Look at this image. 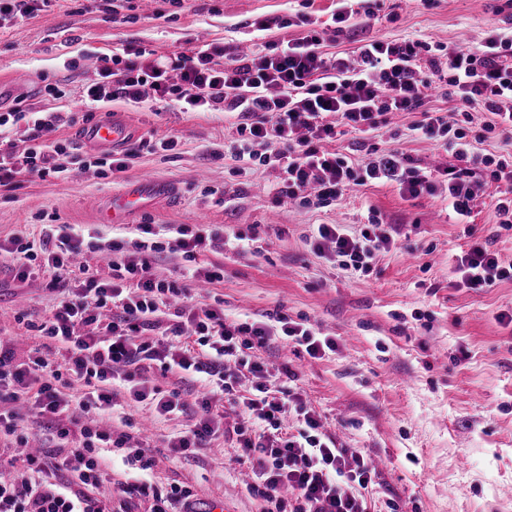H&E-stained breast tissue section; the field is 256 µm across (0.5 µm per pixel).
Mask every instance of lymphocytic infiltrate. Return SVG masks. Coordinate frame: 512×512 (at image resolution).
Wrapping results in <instances>:
<instances>
[{"mask_svg":"<svg viewBox=\"0 0 512 512\" xmlns=\"http://www.w3.org/2000/svg\"><path fill=\"white\" fill-rule=\"evenodd\" d=\"M333 27L311 30L303 37L268 42L250 55L235 46L197 48L174 57L147 56L129 44L100 70V80L86 90L89 105L122 101L135 108L151 101L172 100L185 112H232L237 123L228 153L241 176L256 167L277 174L276 200L288 199L308 209L334 204L347 191L378 184L396 186L416 197L448 186V207L457 223H470L476 202L498 189L496 224L488 238L456 258V285L491 288L512 281V263H504L492 244L512 231V155L482 153L489 135L512 134V37L491 30L483 42L442 46L430 54L429 42L377 38L360 40L355 53H325L348 26L350 16H332ZM446 84L451 112L427 111L424 105L436 85ZM421 111L413 134L434 140L453 158L452 164L429 168L393 148H370L358 160L331 150L340 128L372 135L396 112ZM486 116L477 129L465 126L472 112ZM60 117L16 106L0 113V132L19 122L28 126L23 151H0V187L17 181L68 171L90 170L77 160L70 143L47 141ZM133 249L112 253L108 277L78 263L82 243L67 225H47L40 234L16 236L0 243L19 278L40 273L55 296V305L39 330L61 361L27 356L17 361L13 342L0 338V402L20 401L39 418L58 453L28 452V436L16 413L0 412V436L35 473L26 494L0 483V512H109L91 492L102 480V449H125V461L140 475L118 483L128 499L146 498L148 512H198V501L186 486L161 492L142 476L152 466L149 451L129 447V437L112 423L119 393L147 403L158 417L193 410L194 423L171 437L173 457L197 450L233 433L250 464L247 489L261 497L265 512H368L366 491L373 465L361 451L338 445L300 394L276 393L264 382L266 364L248 358L282 340L301 347L314 359L335 352L336 340L321 335L307 321L276 313L272 321L238 323L223 309L191 302L190 282L221 281L220 272L195 265L196 255L217 247L220 236L202 225H178L167 248L190 260L188 283L159 278L153 263L160 246L154 228L138 225ZM306 242L319 258L354 273H369L376 258L397 248V230L371 214L356 229L343 224L312 225ZM88 334H80L83 326ZM154 339H144V332ZM201 383L194 402L180 389H161L150 374L153 363ZM227 398L247 418L225 430L214 413L216 397ZM295 414L301 427L291 433L282 421Z\"/></svg>","mask_w":512,"mask_h":512,"instance_id":"obj_1","label":"lymphocytic infiltrate"}]
</instances>
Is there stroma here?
Listing matches in <instances>:
<instances>
[{
	"mask_svg": "<svg viewBox=\"0 0 512 512\" xmlns=\"http://www.w3.org/2000/svg\"><path fill=\"white\" fill-rule=\"evenodd\" d=\"M113 16L91 0H55L46 15L0 29V108L18 101L61 120L50 140L79 146L84 107L80 98L95 83L102 57L135 41L167 56L204 44L252 47L304 36L308 22L329 24L334 12L365 23L366 36L401 42L422 39L480 42L491 28L507 25L504 0H132ZM58 85L63 97L47 94ZM135 131L138 152L126 172L71 173L34 178L14 190L0 189V238L25 236L44 224H70L84 241L82 261L107 275L98 244L131 247L137 225H154L156 242L168 243L173 224H207L214 232L245 237L247 254L232 246L198 256L200 265L223 270L224 280L206 301L222 305L226 318L245 321L281 312L306 318L335 337L337 350L321 359L301 348L271 345L261 359L288 364L300 392L337 442L366 452L376 465L370 512H512V281L470 290L455 285L453 268L462 250L485 239L494 222L492 197L474 210V221L448 217V191L411 198L396 187L356 188L335 205L311 210L280 205L273 172L260 168L239 176L224 157L232 118L220 112H184L171 101L140 112L108 103ZM419 113L399 114L400 136H382L379 149L398 148L422 164L448 163L433 142L409 137ZM175 139L170 151L151 150L158 139ZM154 178L171 186L169 197L132 214L124 224H102L95 204L125 184ZM396 225L400 249L382 254L366 275H352L318 258L304 235L312 224L367 223L369 210ZM54 299L38 276L19 280L0 262V337L14 338L18 354L41 342L37 331ZM117 410L130 421L129 435L146 440L155 459L145 477L154 486L189 487L201 501L219 500L229 512H262V499L246 489L248 469L234 438L215 441L188 459L173 458L171 435L193 422L191 414L144 423L141 403L127 394Z\"/></svg>",
	"mask_w": 512,
	"mask_h": 512,
	"instance_id": "obj_1",
	"label": "stroma"
}]
</instances>
